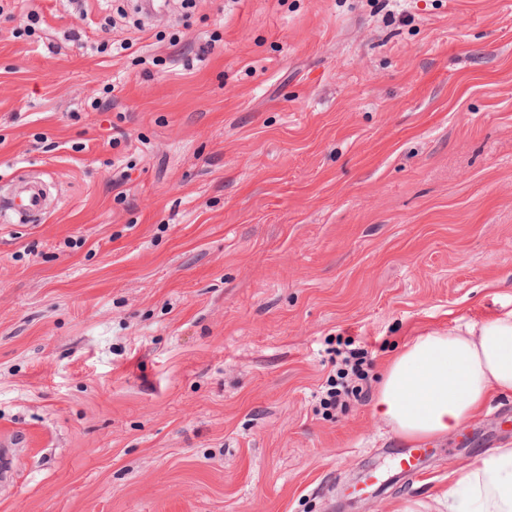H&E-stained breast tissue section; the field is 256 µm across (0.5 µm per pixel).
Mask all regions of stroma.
<instances>
[{"instance_id":"35a3bbf8","label":"stroma","mask_w":512,"mask_h":512,"mask_svg":"<svg viewBox=\"0 0 512 512\" xmlns=\"http://www.w3.org/2000/svg\"><path fill=\"white\" fill-rule=\"evenodd\" d=\"M0 0V512H395L512 444V397L416 472L350 397L512 310V0ZM137 36L114 52L113 43ZM25 203L20 200L5 207L2 205L0 208V223L1 224H21L25 219L31 215L36 217L42 211V199L39 192L29 189L22 193ZM352 341L346 342L344 351H337L341 356V368L339 369V383L327 390L326 397L322 399L326 409H336L341 404L342 397L350 395L357 396L363 391L362 382L367 380L368 374L365 369L367 365V351L363 348L351 347Z\"/></svg>"}]
</instances>
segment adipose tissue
Instances as JSON below:
<instances>
[{
	"label": "adipose tissue",
	"mask_w": 512,
	"mask_h": 512,
	"mask_svg": "<svg viewBox=\"0 0 512 512\" xmlns=\"http://www.w3.org/2000/svg\"><path fill=\"white\" fill-rule=\"evenodd\" d=\"M493 394H512V311L405 344L371 410L398 438L420 442L476 418ZM448 512H512V448L492 449L481 467L463 472Z\"/></svg>",
	"instance_id": "1"
}]
</instances>
